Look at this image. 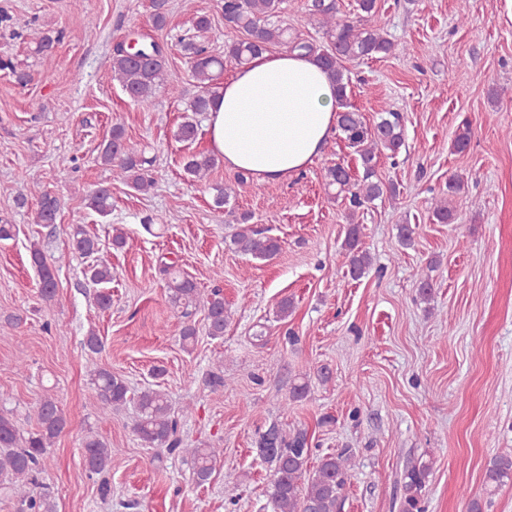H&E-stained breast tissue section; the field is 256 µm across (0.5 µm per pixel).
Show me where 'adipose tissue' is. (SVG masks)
I'll list each match as a JSON object with an SVG mask.
<instances>
[{
	"mask_svg": "<svg viewBox=\"0 0 512 512\" xmlns=\"http://www.w3.org/2000/svg\"><path fill=\"white\" fill-rule=\"evenodd\" d=\"M337 122L335 87L314 58L264 53L218 86L207 132L226 167L267 183L311 164Z\"/></svg>",
	"mask_w": 512,
	"mask_h": 512,
	"instance_id": "1",
	"label": "adipose tissue"
}]
</instances>
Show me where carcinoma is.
I'll return each instance as SVG.
<instances>
[{
    "mask_svg": "<svg viewBox=\"0 0 512 512\" xmlns=\"http://www.w3.org/2000/svg\"><path fill=\"white\" fill-rule=\"evenodd\" d=\"M358 15L352 21L337 18L335 0H309V15L325 29L329 39L326 46L292 31L281 19L283 0H222L224 23L242 30L245 39L225 46L224 55L211 54L207 46L193 35L178 37V43L192 61L193 76L200 85V92L187 107L188 114L177 126V140L191 144L198 136L200 116L206 114L213 102L216 74L224 70L227 62L244 66L249 61L274 46L289 52L302 51L313 55L329 72L336 87V99L340 105L338 128L349 147L355 150L363 167L362 179L353 181L343 173L340 166L326 172L327 187H335L338 193L349 195L353 207L373 202L387 192L396 193L394 185H386L376 177L378 155L387 152L395 155L404 145L402 119L397 112H383L374 125H367L357 111L348 104L349 77L343 70V61L361 58L383 57L392 54L398 47L387 37L376 20L377 0H357ZM151 18L155 28L167 25V0H151ZM112 77L119 82L125 94L135 103L149 105L159 88L170 86L167 58L160 44L152 41L145 47L144 59L137 62L128 57L124 43H119L112 55ZM101 162L112 167V180L127 184L137 191L145 192L153 184L151 161L126 145L125 130L115 124L109 138L99 145ZM218 158L207 152H192L184 159V170L198 180L210 175ZM463 181L458 176L448 179V196L432 203L433 221L452 224L457 210L449 198L458 195ZM38 208L34 223L50 227L56 224L58 200L48 193H38ZM87 207L101 216L112 211V193L108 187L95 189L87 199ZM250 217L240 216L241 227L233 235L232 244L239 251L256 259L267 260L279 251L277 240L248 225ZM74 250L86 258H93L86 277L97 286L112 281V266L98 256V242L88 236L81 227L73 233ZM345 247L350 255V273L360 278L370 267L371 256L359 247V228L349 224ZM32 266L39 277L40 295L51 301L56 291V268L62 263L59 257L47 260L44 252L34 246L30 251ZM171 304L181 309V317L191 315L190 308L201 306L206 310L208 333L215 338L224 336V327L229 319L224 308V296L220 288L210 290L203 296L196 283L181 274L175 263L164 265ZM91 384L99 406V413L107 418L128 400L125 380L106 369L92 372ZM138 420L134 431L139 438L152 447L165 448L169 452L178 449L177 419L171 412L166 393L146 388L138 395ZM37 429L22 430L17 422L0 413V490L15 499L18 512H55L53 492L39 481L40 461L46 449L67 428L68 422L52 398L41 400L35 407ZM308 442L302 432L292 437L283 435L277 428H269L259 442V453L273 468L268 496L275 512H340L342 494L354 468L352 455L343 450L320 458L313 473H308ZM84 464L88 476H101L111 467L112 456L118 449L111 448L98 435L88 433L82 440ZM190 457L193 476L197 484L209 481L215 469L219 451L216 448H186ZM428 478V467L414 464L402 475L403 495L400 512H425L422 492ZM512 479V455L492 457L485 469V493L493 495L504 481Z\"/></svg>",
    "mask_w": 512,
    "mask_h": 512,
    "instance_id": "obj_1",
    "label": "carcinoma"
}]
</instances>
